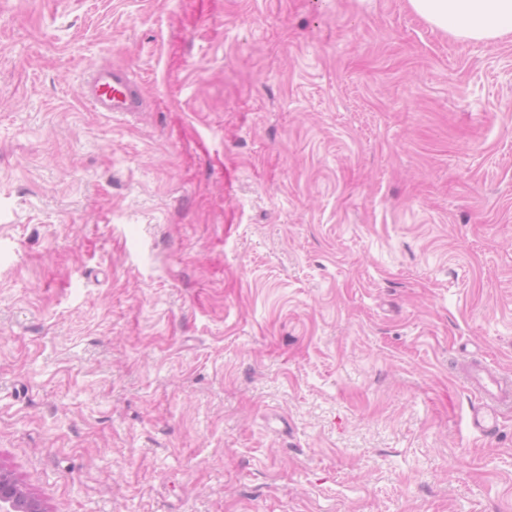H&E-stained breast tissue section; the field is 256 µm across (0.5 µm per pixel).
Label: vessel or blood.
<instances>
[{
	"label": "vessel or blood",
	"mask_w": 512,
	"mask_h": 512,
	"mask_svg": "<svg viewBox=\"0 0 512 512\" xmlns=\"http://www.w3.org/2000/svg\"><path fill=\"white\" fill-rule=\"evenodd\" d=\"M82 95L97 112H136L141 108L131 74L122 67L95 71ZM465 380L482 401L481 406L474 409L470 423L476 431L488 432L496 425L497 407L512 403V387L480 363L471 366Z\"/></svg>",
	"instance_id": "obj_1"
}]
</instances>
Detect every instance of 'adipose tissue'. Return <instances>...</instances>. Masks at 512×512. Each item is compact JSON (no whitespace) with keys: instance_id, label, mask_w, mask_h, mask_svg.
I'll use <instances>...</instances> for the list:
<instances>
[{"instance_id":"adipose-tissue-1","label":"adipose tissue","mask_w":512,"mask_h":512,"mask_svg":"<svg viewBox=\"0 0 512 512\" xmlns=\"http://www.w3.org/2000/svg\"><path fill=\"white\" fill-rule=\"evenodd\" d=\"M432 28L462 40L490 42L512 37V0H407Z\"/></svg>"}]
</instances>
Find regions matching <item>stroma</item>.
I'll list each match as a JSON object with an SVG mask.
<instances>
[{"label": "stroma", "mask_w": 512, "mask_h": 512, "mask_svg": "<svg viewBox=\"0 0 512 512\" xmlns=\"http://www.w3.org/2000/svg\"><path fill=\"white\" fill-rule=\"evenodd\" d=\"M471 360L512 380V39L0 0V466L47 512H512ZM85 87L82 96L96 112H138L141 108V99L126 68L99 69L90 76Z\"/></svg>", "instance_id": "obj_1"}]
</instances>
